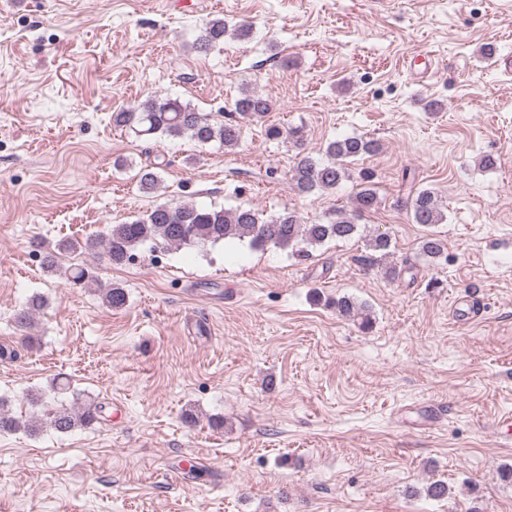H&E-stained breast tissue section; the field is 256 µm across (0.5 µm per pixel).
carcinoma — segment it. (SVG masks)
Returning <instances> with one entry per match:
<instances>
[{
    "label": "carcinoma",
    "mask_w": 512,
    "mask_h": 512,
    "mask_svg": "<svg viewBox=\"0 0 512 512\" xmlns=\"http://www.w3.org/2000/svg\"><path fill=\"white\" fill-rule=\"evenodd\" d=\"M229 33L239 38H248L251 36L252 26L240 24L231 27L222 19L210 20L200 31L193 46L197 51L206 53L224 42V37ZM234 108L240 115L260 121L273 110L274 104L261 93L245 90L236 99ZM112 121L118 126L130 129L139 137L145 136L149 139L186 136L201 145L217 142L226 150L239 147L242 141V130L238 124L215 121L177 98L149 97L133 108L113 113ZM265 135L272 140L284 139L296 143L303 140V130L299 127L284 130L277 125H269ZM377 151V143L361 136L331 140L325 148V159H302L293 169L291 180L300 193H330L344 179L350 177L348 163ZM136 177L139 187L145 192L154 191L161 185V174L157 166L140 168ZM407 204L413 221L417 224L429 227L441 224L446 219L443 203L431 189L419 188L410 191ZM380 205V197L368 175L362 178L351 208L338 209L331 217L313 224L301 222L297 215L288 211L266 217L251 207L240 206L224 210L193 203L164 202L155 205L147 214L135 220L110 225L99 240L82 244L62 243L57 249L44 252L42 266L51 275L62 276L74 285L86 286L95 282L91 266L81 263L64 268L59 264V253L90 251L118 266L132 258L137 246L146 243L151 244L154 249H195L227 239H247L253 246L272 244L280 248H290L306 256L309 247L352 238L359 232L360 218ZM420 248L426 257L432 259H439L447 252L444 239L433 232L423 236ZM334 306L339 314L359 321L364 328L370 327V314L350 298L340 297L336 299ZM41 307L43 301L33 299L29 306L16 313L15 322L21 327L31 326ZM4 407L5 403L0 400V432L23 430L31 435L39 434L46 425L59 433L88 427L99 420L101 413L91 403L72 407L62 404L48 410L43 421H22L11 416Z\"/></svg>",
    "instance_id": "1"
}]
</instances>
